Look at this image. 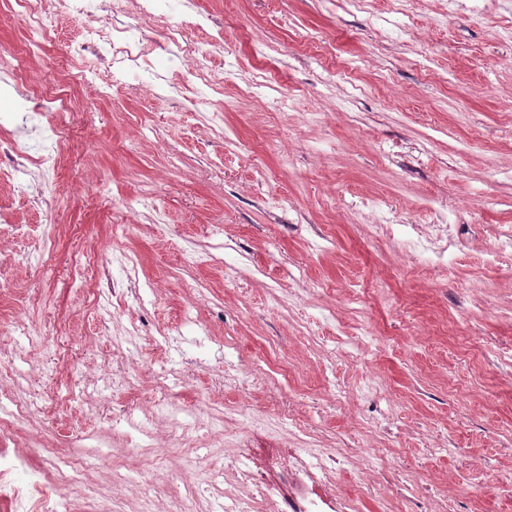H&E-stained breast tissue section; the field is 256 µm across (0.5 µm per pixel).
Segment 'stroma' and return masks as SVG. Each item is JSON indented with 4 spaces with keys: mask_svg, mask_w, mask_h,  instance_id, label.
I'll return each instance as SVG.
<instances>
[{
    "mask_svg": "<svg viewBox=\"0 0 512 512\" xmlns=\"http://www.w3.org/2000/svg\"><path fill=\"white\" fill-rule=\"evenodd\" d=\"M196 9L188 38L202 53L222 39V88L198 107L168 92L165 22L186 0H166L144 31L159 80L136 68L108 98L63 89L77 118L55 196L0 183V217L48 226L0 243V330L29 325L4 339L22 357L0 360L20 373L0 393L35 403L32 428L0 444L45 469L47 449L95 437L91 482L140 512L139 453L112 421L132 407L167 465L159 502L212 498L207 476L181 480L196 451L170 447L155 405L174 372L184 406L236 419L224 487L240 451L373 448L359 512H512V259L489 260L512 233V0ZM82 23L59 14L32 77L67 59ZM204 108L223 109L221 127ZM79 251L102 255L103 278L77 272ZM106 281L123 302L98 297ZM134 327L124 356L140 376L116 394L112 339ZM228 363L237 384L217 388Z\"/></svg>",
    "mask_w": 512,
    "mask_h": 512,
    "instance_id": "obj_1",
    "label": "stroma"
}]
</instances>
